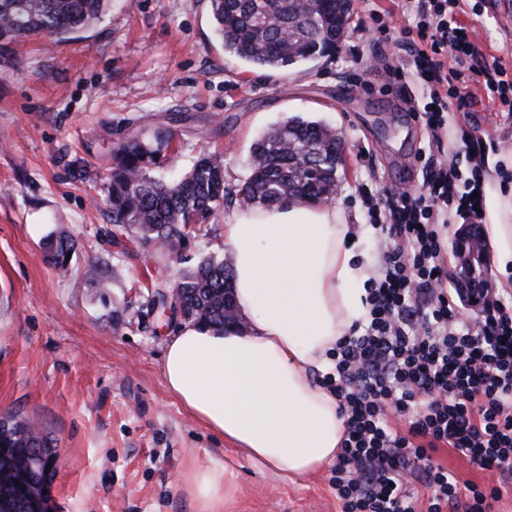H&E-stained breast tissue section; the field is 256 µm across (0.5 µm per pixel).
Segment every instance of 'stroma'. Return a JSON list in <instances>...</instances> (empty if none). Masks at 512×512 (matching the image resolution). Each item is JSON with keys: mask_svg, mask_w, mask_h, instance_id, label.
Instances as JSON below:
<instances>
[{"mask_svg": "<svg viewBox=\"0 0 512 512\" xmlns=\"http://www.w3.org/2000/svg\"><path fill=\"white\" fill-rule=\"evenodd\" d=\"M398 2L354 0L336 50L299 68L262 70L225 54L208 0H112L76 40L32 36L0 56V417L53 438L55 512H195L184 469L214 460L237 483L224 512H340L329 470L290 480L260 471L167 389L175 327L139 288L161 273L176 280L182 264L167 252L119 253L106 170L113 143L170 128L164 176L220 153L229 213L258 137L289 116L325 122L346 146L334 202L358 227L357 258L379 265L367 198L419 186L413 157L429 143L387 89L406 21ZM456 18L480 52L512 68V0H460ZM465 135L479 141L482 175L503 176L512 112L489 111L475 90L449 113L445 148ZM58 229L77 240L65 278L42 247ZM94 259L111 278L107 292L82 277Z\"/></svg>", "mask_w": 512, "mask_h": 512, "instance_id": "obj_1", "label": "stroma"}]
</instances>
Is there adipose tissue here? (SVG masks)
Returning <instances> with one entry per match:
<instances>
[{
  "label": "adipose tissue",
  "mask_w": 512,
  "mask_h": 512,
  "mask_svg": "<svg viewBox=\"0 0 512 512\" xmlns=\"http://www.w3.org/2000/svg\"><path fill=\"white\" fill-rule=\"evenodd\" d=\"M484 222L500 269L512 266V185L484 184ZM356 230L331 203L297 200L241 208L224 220L243 330L187 323L163 360L168 390L214 435L254 466L284 479L313 474L340 451L344 418L335 393L313 373L366 314L370 264L354 254ZM196 512H223L237 488L221 462L188 464Z\"/></svg>",
  "instance_id": "obj_1"
}]
</instances>
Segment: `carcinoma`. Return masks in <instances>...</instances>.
I'll list each match as a JSON object with an SVG mask.
<instances>
[{"instance_id":"cac0c4a2","label":"carcinoma","mask_w":512,"mask_h":512,"mask_svg":"<svg viewBox=\"0 0 512 512\" xmlns=\"http://www.w3.org/2000/svg\"><path fill=\"white\" fill-rule=\"evenodd\" d=\"M111 0H0V49L44 35L60 44L99 21ZM216 36L224 51L259 68L303 65L336 48V0H211ZM170 133L152 139L132 135L112 146L108 198L112 224L146 252L163 241L167 249L189 242L201 226L224 209V165L219 157L199 156L176 180L156 174L166 160ZM336 130L321 121L289 117L251 147V166L241 188L243 207H272L296 199L317 203L336 191ZM76 240L67 232L45 239L49 260L69 273L68 253ZM100 291L109 287L102 265L84 272ZM228 257H203L181 271L173 287L151 284L153 307L182 320L225 326L224 293L232 284ZM53 457L52 439L13 416L0 418V512H28L31 490H51L55 473L45 474L41 457Z\"/></svg>"}]
</instances>
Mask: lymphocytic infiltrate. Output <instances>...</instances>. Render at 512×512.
<instances>
[{"label":"lymphocytic infiltrate","mask_w":512,"mask_h":512,"mask_svg":"<svg viewBox=\"0 0 512 512\" xmlns=\"http://www.w3.org/2000/svg\"><path fill=\"white\" fill-rule=\"evenodd\" d=\"M416 39L390 67L397 89L422 82L424 102L405 98L430 133L418 152L423 182L370 200L382 234L381 268L365 288L366 315L331 353L320 377L345 417L331 467L341 512H494L512 492V299L479 289L476 316L463 313L446 284L448 215L483 221L481 174L455 192V164L441 159V132L468 86L512 112V73L481 58L454 20L458 0H405ZM449 448L493 477L460 480L433 455Z\"/></svg>","instance_id":"lymphocytic-infiltrate-1"}]
</instances>
